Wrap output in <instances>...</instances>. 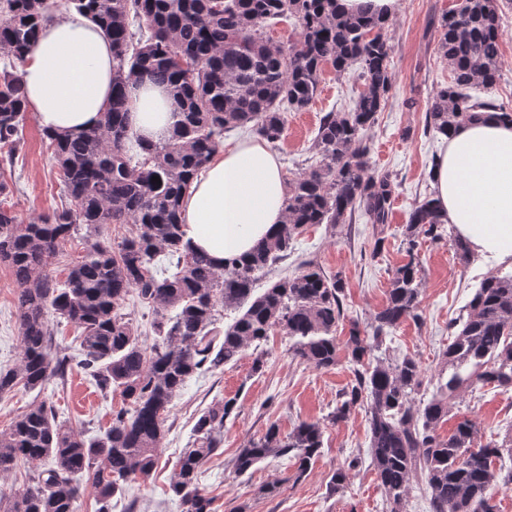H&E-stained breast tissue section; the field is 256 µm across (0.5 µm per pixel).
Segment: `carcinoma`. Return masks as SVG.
Returning a JSON list of instances; mask_svg holds the SVG:
<instances>
[{"label": "carcinoma", "instance_id": "obj_1", "mask_svg": "<svg viewBox=\"0 0 512 512\" xmlns=\"http://www.w3.org/2000/svg\"><path fill=\"white\" fill-rule=\"evenodd\" d=\"M337 0H66L96 23L112 42V99L100 122L79 135L44 132L71 207L23 222L7 205L11 188L0 179V262L17 285L20 336L17 367L0 371V397L18 388L43 391L64 379L73 361L53 345V320L71 324L79 340V367L106 396L125 406L111 425L88 437L59 419L42 400L16 415L0 432V475L22 468L28 479L0 512H82V484L96 490L94 512H111L112 497L159 463L169 430V406L201 372L224 371L251 346L260 348L279 330L288 351L318 370H331L348 353L353 379L328 416L345 419L365 410L370 456L391 512H403L414 475L425 479L431 512H497L493 491L512 488V428L502 442L482 441L469 420L443 436L451 401L463 388H512V272L486 277L449 325L444 357L448 378L427 400L418 359L377 355L407 320H422L419 238L438 239L435 201L425 198L402 226L409 261L392 274L386 302L369 329L344 319L341 279L307 261L294 274L257 291L258 280L288 258L296 238L312 224H350L356 213L381 227L391 223L398 187L389 173L372 172L368 132L393 87L391 46L384 37L392 18L350 14ZM57 0H0V163L25 144L22 70L39 30L54 19ZM499 0H465L461 10L431 18L436 50L451 81L430 98L426 132L448 136L473 119L512 122V109L490 97L500 78ZM294 16L298 37L286 47L264 37L272 19ZM363 80V90L343 112L319 120L311 150L317 160L288 182L284 223L246 257L218 267L195 250L183 231L181 204L194 177L209 164L224 132L246 128L267 143L283 139L286 113L304 112L315 100L321 68ZM166 85L177 104L171 135L145 146L135 136L127 87L143 75ZM481 88L486 96L471 94ZM160 178V183L152 177ZM106 224H128L115 242L99 236ZM83 251L59 278L51 260L64 244ZM152 309L155 333L141 338L127 310L128 297ZM235 310L219 325V309ZM234 399H217L195 422L193 440L175 465L168 494L180 512H215L199 487L201 469L224 444V423ZM323 423L300 421L286 436L277 424L240 449L235 471L244 475L269 457L292 455L296 478L310 470L323 445Z\"/></svg>", "mask_w": 512, "mask_h": 512}]
</instances>
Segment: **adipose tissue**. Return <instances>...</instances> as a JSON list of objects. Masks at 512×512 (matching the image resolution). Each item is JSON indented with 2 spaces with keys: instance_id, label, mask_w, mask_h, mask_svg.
Listing matches in <instances>:
<instances>
[{
  "instance_id": "adipose-tissue-1",
  "label": "adipose tissue",
  "mask_w": 512,
  "mask_h": 512,
  "mask_svg": "<svg viewBox=\"0 0 512 512\" xmlns=\"http://www.w3.org/2000/svg\"><path fill=\"white\" fill-rule=\"evenodd\" d=\"M27 109L52 133L94 126L112 95V47L84 15L57 17L41 30L23 68ZM143 144L167 136L173 103L164 87L143 79L129 92ZM445 222L471 251L512 263V125L482 119L448 138L433 182ZM286 181L264 142L218 147L183 203L186 239L216 264L247 254L284 221Z\"/></svg>"
}]
</instances>
